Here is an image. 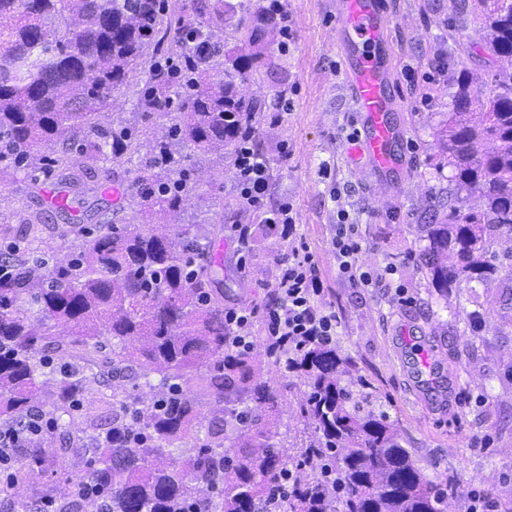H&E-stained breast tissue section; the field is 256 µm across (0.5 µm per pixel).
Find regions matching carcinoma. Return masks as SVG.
I'll use <instances>...</instances> for the list:
<instances>
[{
  "label": "carcinoma",
  "instance_id": "cac0c4a2",
  "mask_svg": "<svg viewBox=\"0 0 512 512\" xmlns=\"http://www.w3.org/2000/svg\"><path fill=\"white\" fill-rule=\"evenodd\" d=\"M460 9L482 15L491 51L512 57V3L462 0ZM267 25L288 36L284 5L249 0L231 24L224 0H191L169 13L165 0H0V172L28 160L47 173L64 168L79 133L78 154L89 165L120 166L146 147L147 168L131 181L130 197L144 211L178 218L198 181L178 147L219 152L232 166L243 138L256 136L259 112L240 84L269 66ZM167 40L182 49L181 65L158 58ZM215 72L224 78L209 80ZM133 81L147 86L145 111L168 120L163 133L105 120L112 92ZM453 86L441 142L452 171L450 213L443 224L421 225V272L444 299L473 283L512 281V263L496 252L512 235V74L479 96L463 68ZM485 143L492 150L480 151ZM56 189V209L70 211V183ZM463 192L479 206L461 211ZM208 223L203 232L199 224L148 229L132 219L96 236L71 224L66 233L82 247L44 262L0 250L10 270L0 279V422L34 413L58 422L89 387L108 388L111 422L97 433L80 430L85 474L61 482L69 490L95 485L111 512H175L193 499L204 512H258L297 465L298 483L278 500L279 512H441L461 486L425 481L397 426L354 397L355 387L370 384H341L347 360L334 348L311 346L299 358L308 435L295 455L280 452L269 421L279 394L263 377L277 356L267 340L260 357L229 344L224 266L212 252L225 216ZM141 386L161 394L146 398ZM45 452L27 449L13 484L48 471ZM325 465L346 487L334 509L320 490Z\"/></svg>",
  "mask_w": 512,
  "mask_h": 512
}]
</instances>
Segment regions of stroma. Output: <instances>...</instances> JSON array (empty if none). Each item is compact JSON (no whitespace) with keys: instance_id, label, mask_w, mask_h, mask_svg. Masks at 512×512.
<instances>
[{"instance_id":"35a3bbf8","label":"stroma","mask_w":512,"mask_h":512,"mask_svg":"<svg viewBox=\"0 0 512 512\" xmlns=\"http://www.w3.org/2000/svg\"><path fill=\"white\" fill-rule=\"evenodd\" d=\"M399 108L405 129L396 149L402 165L374 175L369 161L348 139L358 114L336 56V0H282L288 14V47L271 31L272 65L245 92L261 104L257 136L270 170L267 208L292 203L297 223L316 256L324 282L323 306L340 318L336 349L351 360L343 382L363 377L371 406L402 430V445L423 476L439 484L461 482L465 491L491 490L512 507V309H504L502 285L478 290V303L438 299L419 272L426 246L419 225L444 221L450 169L437 134L451 110L448 93L459 69L470 73L473 93L495 75L512 73V61L489 53L478 16L460 12V0H383ZM200 182L183 218L224 211L229 223L252 228L253 210L236 202L233 170L216 156L188 152ZM146 165L145 154L121 167L80 163L63 171L85 203L75 221L89 227L112 221L117 206L139 223L148 213L125 203L124 189ZM52 181L36 166L0 174V224H19L36 214L40 249L59 254L77 248L62 236L64 214L49 202ZM358 224L364 257L375 266L396 265L392 280L375 288L354 287L338 271L330 240L338 209ZM221 257L229 278L227 305L264 310L288 245L269 230L258 231L246 265L229 239ZM430 349L440 365L434 383L418 378L414 346ZM281 395L274 416L283 455H291L303 427L299 404L306 386L298 374L273 367L265 373Z\"/></svg>"}]
</instances>
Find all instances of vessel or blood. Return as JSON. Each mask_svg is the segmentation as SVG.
Listing matches in <instances>:
<instances>
[{
    "mask_svg": "<svg viewBox=\"0 0 512 512\" xmlns=\"http://www.w3.org/2000/svg\"><path fill=\"white\" fill-rule=\"evenodd\" d=\"M387 30L381 0H337L336 55L362 116L359 149L380 174L402 163L393 148L402 131L390 119L397 106Z\"/></svg>",
    "mask_w": 512,
    "mask_h": 512,
    "instance_id": "obj_1",
    "label": "vessel or blood"
}]
</instances>
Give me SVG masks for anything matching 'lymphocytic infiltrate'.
Wrapping results in <instances>:
<instances>
[{"label":"lymphocytic infiltrate","instance_id":"lymphocytic-infiltrate-1","mask_svg":"<svg viewBox=\"0 0 512 512\" xmlns=\"http://www.w3.org/2000/svg\"><path fill=\"white\" fill-rule=\"evenodd\" d=\"M234 177L239 204L250 209H266L270 183L268 164L255 150L251 139H244L238 150ZM266 211L267 224L291 248L276 280L274 299L262 313L243 303L226 307L224 323L236 334L237 348L244 350L251 345L247 336L249 327L256 318H263L265 333L278 354L279 366L291 371L303 349L335 345L339 318L335 310L322 307L318 302L322 293L318 263L299 236L292 204L285 203ZM333 231L331 253L340 273L349 281L369 287L375 281L396 274L397 268L391 264L380 269L366 268L359 227L351 222L348 211L338 210ZM51 427L50 420L40 414L32 415L21 428L0 423V483H12L18 449L36 447Z\"/></svg>","mask_w":512,"mask_h":512}]
</instances>
